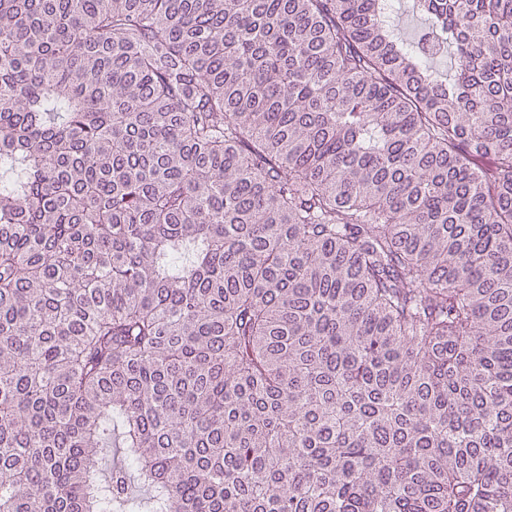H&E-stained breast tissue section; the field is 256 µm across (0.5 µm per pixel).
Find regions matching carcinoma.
Listing matches in <instances>:
<instances>
[{
	"mask_svg": "<svg viewBox=\"0 0 512 512\" xmlns=\"http://www.w3.org/2000/svg\"><path fill=\"white\" fill-rule=\"evenodd\" d=\"M419 7L0 0V512H512V0ZM397 2L394 23L405 37L416 35L424 27L423 16L413 11L411 0H394Z\"/></svg>",
	"mask_w": 512,
	"mask_h": 512,
	"instance_id": "carcinoma-1",
	"label": "carcinoma"
}]
</instances>
